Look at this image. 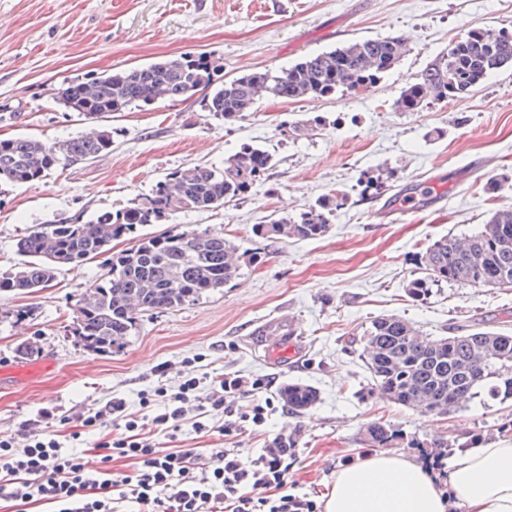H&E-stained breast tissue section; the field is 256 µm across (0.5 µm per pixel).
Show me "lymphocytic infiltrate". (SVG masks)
<instances>
[{"instance_id":"f902f5d3","label":"lymphocytic infiltrate","mask_w":512,"mask_h":512,"mask_svg":"<svg viewBox=\"0 0 512 512\" xmlns=\"http://www.w3.org/2000/svg\"><path fill=\"white\" fill-rule=\"evenodd\" d=\"M199 385L197 377L188 376L177 393L163 387L143 392L141 403L156 410L149 419L130 418L123 398L109 400L96 421L123 422L126 433L101 443L93 468L83 454L62 451L53 438L23 448L0 440V499L17 502L36 496L55 505L56 512H118L127 505L132 512H321L314 500L288 491L289 469L296 459L288 435H277L254 457L236 448L215 449L203 465L192 450L155 448L149 440L152 430L179 429ZM264 387L263 380L238 374L220 379L209 405L226 417L222 435H233L243 421L256 428L265 425L273 400L253 404L241 415L226 403ZM121 458L132 461L134 470L117 482L109 477V465ZM93 489L107 490L108 495L91 498Z\"/></svg>"}]
</instances>
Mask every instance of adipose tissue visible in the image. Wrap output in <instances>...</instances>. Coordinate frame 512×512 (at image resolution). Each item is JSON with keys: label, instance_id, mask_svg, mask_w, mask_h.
Here are the masks:
<instances>
[{"label": "adipose tissue", "instance_id": "adipose-tissue-1", "mask_svg": "<svg viewBox=\"0 0 512 512\" xmlns=\"http://www.w3.org/2000/svg\"><path fill=\"white\" fill-rule=\"evenodd\" d=\"M323 512H512V439L450 456L444 474L392 452L337 468Z\"/></svg>", "mask_w": 512, "mask_h": 512}]
</instances>
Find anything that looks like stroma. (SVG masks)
Listing matches in <instances>:
<instances>
[{
	"label": "stroma",
	"mask_w": 512,
	"mask_h": 512,
	"mask_svg": "<svg viewBox=\"0 0 512 512\" xmlns=\"http://www.w3.org/2000/svg\"><path fill=\"white\" fill-rule=\"evenodd\" d=\"M474 29L512 31V0H0V138L55 142L85 133L89 123L57 99L72 81L183 53L207 52L225 78L280 72L303 58L363 38H398V63L370 88L297 101L260 100L233 121L214 118L203 94L179 102L131 106L103 119L111 150L90 161L59 164L39 181L0 184V271L19 260L28 230L103 211L149 195L167 173L223 166L245 145L272 152L275 166L245 198L209 211H174L151 230L209 229L243 253L239 278L180 308L141 318L117 353L78 346L69 332L74 307L106 262L67 266L50 288L0 292V364L52 358V371L31 386L0 392V439L26 444L53 430L63 450L92 453L119 432L86 426L112 397L126 412L150 416L140 393L177 392L184 376L200 380L207 400L227 373L268 381L256 396L234 398L244 412L279 397L291 383L312 386L318 401L302 414L275 409L266 427L243 425L222 436V413L207 411L205 430H155L158 448L257 454L280 433L292 435L293 492L321 500L336 466L370 449V423L409 441L454 444L478 434L500 437L512 400L471 399L448 415H430L380 398L350 342L370 320L400 316L427 336L481 324L512 331V288L448 283L426 302L406 291L420 257L444 236L473 235L499 209L512 208V67L472 91L402 110L401 90L448 46ZM307 122L304 134L294 126ZM435 183L425 209H385L406 187ZM334 199L330 231L314 240L265 239L256 225L295 217ZM300 335L299 357L281 363L269 351L286 325Z\"/></svg>",
	"instance_id": "35a3bbf8"
}]
</instances>
